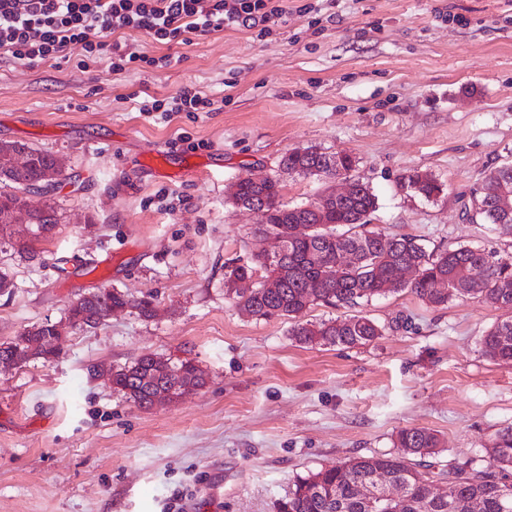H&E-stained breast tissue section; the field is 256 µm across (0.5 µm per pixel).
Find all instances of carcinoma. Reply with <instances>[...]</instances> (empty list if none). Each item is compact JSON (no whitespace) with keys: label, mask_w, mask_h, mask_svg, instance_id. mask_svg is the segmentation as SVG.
I'll list each match as a JSON object with an SVG mask.
<instances>
[{"label":"carcinoma","mask_w":512,"mask_h":512,"mask_svg":"<svg viewBox=\"0 0 512 512\" xmlns=\"http://www.w3.org/2000/svg\"><path fill=\"white\" fill-rule=\"evenodd\" d=\"M279 167L296 175L332 181L336 176L352 183L345 199L325 202L321 192L309 203L288 205L283 202L281 182L273 177L256 185L240 179L237 199L258 210L260 224L256 233L272 249L275 259L259 253L255 261L234 265L225 273V284L234 279L256 276L264 270L256 288L248 296H235L236 303L251 310L258 318L288 317L293 320L289 334L295 342L307 346L355 347L383 336V328L364 315L328 319L318 323L304 322L301 316L315 305L351 308L386 294L383 285L402 264L419 267L415 280L403 283L422 303L439 307L454 298H471L501 311L500 319L481 337L483 353L499 365L512 366V255L474 245H450L430 251L420 239L409 235H390L370 227L371 214L377 207V196L370 185L355 175L356 159L348 152L327 153L317 147L296 148L288 152ZM55 171L54 155L29 148V163L20 170L7 168L0 159V241L7 242L19 256L35 257L33 244L47 240L59 224L53 198L30 212L34 225L26 240L13 237L10 231L14 211L24 205L18 192L42 185ZM400 187L411 197L436 199L443 185L432 175L418 169L399 178ZM512 195V163L486 173L472 199L470 220L489 224L502 237L512 238V207L500 205L503 195ZM296 224L310 228L308 235L296 237ZM343 239L344 259L336 254V243ZM268 279L280 282L277 288H266ZM131 308L144 318L154 316V299H130L112 288H100L93 299L67 308L69 318L79 327H94V315L105 309ZM54 351L45 355L31 354L17 340L0 343V359L9 365L23 367L33 359L51 361ZM174 366L188 377L194 371L190 360L171 362L157 354H144L128 366L112 371V388L142 407L152 393L165 386V371ZM440 440L434 430L414 426L396 434L397 454L351 457L335 466L299 478L279 512H470L474 501L482 512H512V427L497 431L485 445L487 460L476 464L459 461L436 469L429 457L435 454ZM382 471L400 483L405 494L390 503L380 497L367 499L361 488ZM446 483L445 499L435 497V481Z\"/></svg>","instance_id":"cac0c4a2"}]
</instances>
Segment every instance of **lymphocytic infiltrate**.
<instances>
[{"label":"lymphocytic infiltrate","instance_id":"obj_1","mask_svg":"<svg viewBox=\"0 0 512 512\" xmlns=\"http://www.w3.org/2000/svg\"><path fill=\"white\" fill-rule=\"evenodd\" d=\"M291 0H0V52L25 67L67 59L70 45L85 54L75 66L89 71L109 60L114 73L134 65H170L118 40V33L139 31L153 42L186 43L188 35H207L227 28L271 35L288 22Z\"/></svg>","mask_w":512,"mask_h":512}]
</instances>
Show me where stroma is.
<instances>
[{"mask_svg": "<svg viewBox=\"0 0 512 512\" xmlns=\"http://www.w3.org/2000/svg\"><path fill=\"white\" fill-rule=\"evenodd\" d=\"M259 39L245 29L166 46L126 32L169 66L113 73L69 61L26 68L0 53V141L60 157V223L33 259L0 248L12 294L0 343L66 317L106 286L153 297L70 329L57 362L0 366V512H277L294 482L353 456L389 454L424 426L435 462L480 460L512 426V366L480 350L500 313L474 299L432 308L410 291L362 305L383 336L308 347L285 317L259 319L224 291L227 266L260 249L255 214L226 188L279 174L288 151H345L378 197L371 219L431 249L507 250L465 207L484 172L512 160V0H336ZM192 87L211 112H140ZM168 148L176 179L144 167ZM418 169L444 186L407 196ZM145 353L192 360L206 386L143 409L105 373Z\"/></svg>", "mask_w": 512, "mask_h": 512, "instance_id": "35a3bbf8", "label": "stroma"}]
</instances>
